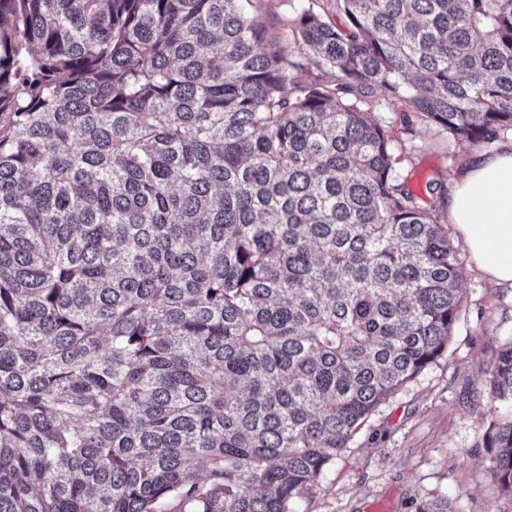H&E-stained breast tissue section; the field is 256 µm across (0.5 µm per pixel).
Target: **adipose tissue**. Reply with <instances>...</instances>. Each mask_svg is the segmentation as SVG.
<instances>
[{
  "mask_svg": "<svg viewBox=\"0 0 512 512\" xmlns=\"http://www.w3.org/2000/svg\"><path fill=\"white\" fill-rule=\"evenodd\" d=\"M448 221L488 280L512 288V142L472 155L450 184Z\"/></svg>",
  "mask_w": 512,
  "mask_h": 512,
  "instance_id": "obj_1",
  "label": "adipose tissue"
}]
</instances>
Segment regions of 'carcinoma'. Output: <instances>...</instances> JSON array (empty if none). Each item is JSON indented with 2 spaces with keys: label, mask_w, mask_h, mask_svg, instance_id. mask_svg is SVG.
I'll use <instances>...</instances> for the list:
<instances>
[{
  "label": "carcinoma",
  "mask_w": 512,
  "mask_h": 512,
  "mask_svg": "<svg viewBox=\"0 0 512 512\" xmlns=\"http://www.w3.org/2000/svg\"><path fill=\"white\" fill-rule=\"evenodd\" d=\"M243 2L0 0V512H291L448 345V190L370 97L512 132V0L296 12L333 81ZM480 446L512 495V417Z\"/></svg>",
  "instance_id": "obj_1"
}]
</instances>
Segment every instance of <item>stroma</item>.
I'll return each instance as SVG.
<instances>
[{"mask_svg":"<svg viewBox=\"0 0 512 512\" xmlns=\"http://www.w3.org/2000/svg\"><path fill=\"white\" fill-rule=\"evenodd\" d=\"M308 8L336 27L347 23L333 0H251L250 12L311 71L314 60L289 26L297 11ZM372 101L377 119L397 137L405 156L402 174L414 193H422L427 181L446 184L460 173L471 149H455L443 127L421 118L404 128L383 91H375ZM448 237L463 267L462 311L446 349L355 430L318 486L296 501V512H369L378 502L391 512H414L416 503L440 494L457 512H512V497L490 481L478 457L484 427L473 403L476 395H488L497 353L512 341V288L493 286L456 231Z\"/></svg>","mask_w":512,"mask_h":512,"instance_id":"1","label":"stroma"}]
</instances>
